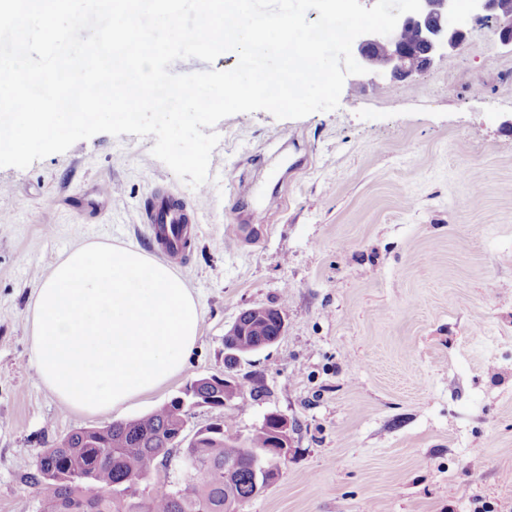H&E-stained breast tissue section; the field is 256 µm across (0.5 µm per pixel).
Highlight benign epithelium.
I'll use <instances>...</instances> for the list:
<instances>
[{"label": "benign epithelium", "instance_id": "1", "mask_svg": "<svg viewBox=\"0 0 512 512\" xmlns=\"http://www.w3.org/2000/svg\"><path fill=\"white\" fill-rule=\"evenodd\" d=\"M458 11V0H421L420 11L402 14L390 35L370 33L356 38L353 54L355 60L367 69L363 77L377 85L409 81L416 74L430 69L437 58L459 49L465 33L456 22ZM468 11L478 20L498 17L502 12V3L501 0H468ZM407 29L415 33L414 47L421 51V62L416 66L407 63L409 49L397 39V34ZM243 354L245 351L238 343L224 341V374L211 375L207 382L216 388L238 387L236 369ZM175 401L192 410L215 403L214 398L199 394L197 388L190 385L181 390V395ZM268 420L273 425L276 455L281 458L288 456L291 451V424L278 414L268 415Z\"/></svg>", "mask_w": 512, "mask_h": 512}]
</instances>
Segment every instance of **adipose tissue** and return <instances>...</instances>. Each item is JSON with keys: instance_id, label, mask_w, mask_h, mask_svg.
<instances>
[{"instance_id": "1", "label": "adipose tissue", "mask_w": 512, "mask_h": 512, "mask_svg": "<svg viewBox=\"0 0 512 512\" xmlns=\"http://www.w3.org/2000/svg\"><path fill=\"white\" fill-rule=\"evenodd\" d=\"M29 355L42 385L88 415L126 407L180 376L202 304L176 269L134 246L69 253L31 296Z\"/></svg>"}]
</instances>
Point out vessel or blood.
<instances>
[{
    "mask_svg": "<svg viewBox=\"0 0 512 512\" xmlns=\"http://www.w3.org/2000/svg\"><path fill=\"white\" fill-rule=\"evenodd\" d=\"M143 219L152 227L154 242L170 263L183 264L198 218L187 203L162 189L147 198Z\"/></svg>",
    "mask_w": 512,
    "mask_h": 512,
    "instance_id": "obj_1",
    "label": "vessel or blood"
}]
</instances>
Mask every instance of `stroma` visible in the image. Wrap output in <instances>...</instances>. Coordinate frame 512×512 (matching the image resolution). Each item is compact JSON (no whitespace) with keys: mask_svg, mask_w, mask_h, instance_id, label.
I'll return each instance as SVG.
<instances>
[{"mask_svg":"<svg viewBox=\"0 0 512 512\" xmlns=\"http://www.w3.org/2000/svg\"><path fill=\"white\" fill-rule=\"evenodd\" d=\"M496 21L412 83L342 91L300 119L217 122L193 188L154 136L99 133L0 168V512H37L34 457L70 430L142 417L224 371L256 306L278 340L242 357L233 431L291 424L275 481L239 512H512V45ZM115 184L110 196L102 183ZM197 206L181 272L203 306L184 373L101 416L67 409L29 361L27 307L91 243L152 249L154 188ZM282 208L262 212L263 195Z\"/></svg>","mask_w":512,"mask_h":512,"instance_id":"35a3bbf8","label":"stroma"}]
</instances>
